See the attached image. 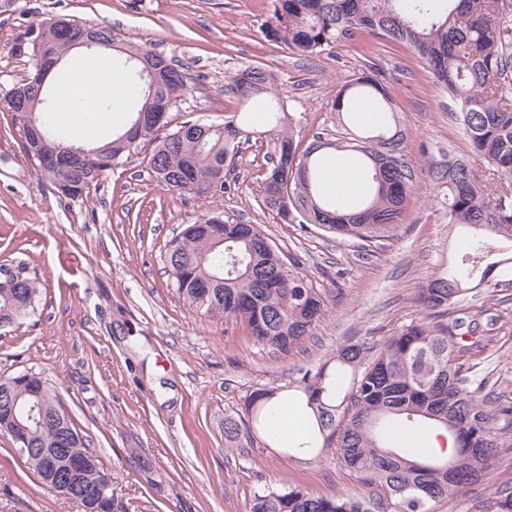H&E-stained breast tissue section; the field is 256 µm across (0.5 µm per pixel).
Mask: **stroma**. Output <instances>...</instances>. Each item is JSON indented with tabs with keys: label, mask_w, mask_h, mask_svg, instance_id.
<instances>
[{
	"label": "stroma",
	"mask_w": 512,
	"mask_h": 512,
	"mask_svg": "<svg viewBox=\"0 0 512 512\" xmlns=\"http://www.w3.org/2000/svg\"><path fill=\"white\" fill-rule=\"evenodd\" d=\"M273 0H13L0 9V90L27 68L17 51L32 24L57 16L105 25L119 39L148 43L189 73L198 88L173 109L220 123L237 112L227 76L264 64L293 117L294 139L341 135L331 103L375 63L406 131L414 186L397 238L371 247L318 227L280 222L257 202L269 170L266 148L251 140L223 186L198 196L162 187L139 147L97 190L69 199L37 174L11 116L0 109V265L25 262L39 279L35 310L0 328V376L42 373L74 424L114 477L130 512H248L263 481L296 483L320 496L370 494L333 462L295 465L278 449L230 450L225 418L243 415L253 390L284 387L344 343L378 339L425 311L416 297L443 255L458 251L429 161L472 158L448 116L447 93L410 49L369 40L341 43L298 60L263 29ZM261 225L284 254L297 257L323 300L320 320L285 354L256 345L240 319L197 314L178 297L164 254L186 224L204 215ZM499 288L470 293L448 321H476L483 349L459 354L467 376L512 402V264ZM0 512H76L40 485L0 434Z\"/></svg>",
	"instance_id": "obj_1"
}]
</instances>
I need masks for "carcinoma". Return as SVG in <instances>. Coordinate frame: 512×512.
<instances>
[{
  "label": "carcinoma",
  "instance_id": "obj_1",
  "mask_svg": "<svg viewBox=\"0 0 512 512\" xmlns=\"http://www.w3.org/2000/svg\"><path fill=\"white\" fill-rule=\"evenodd\" d=\"M512 0H275L265 36L288 47L300 60L317 56L338 42L372 38L401 43L425 62L454 103L451 116L460 124L474 154L486 163L481 174L468 160L450 157L430 162L432 180L447 188L448 223L463 228L459 259L441 263L428 275L419 302L428 311L380 339L342 344L315 369L299 370L288 387L315 419L306 440L291 448L289 460L333 461L358 480L378 490L375 497L341 492L316 496L299 485L264 483L253 494L249 512H431L430 505L451 501L477 485L489 484L498 446L496 422L512 425V406L472 385L457 353L480 350L477 332L456 335L441 318L475 288L491 282L497 257L512 243ZM89 31L97 48L117 55L116 76L145 84L142 71L156 72L154 90L142 91L121 130L102 126L96 140L80 145L83 156L57 148L71 138L56 123L47 95L11 113L17 131L36 127L40 134L22 140L23 152L36 171L49 178L58 193L79 198L90 193L103 174L134 154L138 146L126 134L148 100L168 108L195 92L191 78L172 61L145 44L124 42L106 26H76L52 18L27 32L28 67L4 93L42 81V61L66 58L80 48L78 37ZM278 76L262 65H249L227 76L226 90L245 106L266 99L269 129L265 140L271 167L262 181L261 206L285 223L314 224L372 244L393 239L410 195L414 171L402 153L405 138L395 119L396 105L374 64L346 83L332 110L352 119L345 99L370 101L381 124L348 146L365 158L373 189L360 203H349L321 191L320 170L327 155L343 142L321 146L314 135L305 149L294 142L292 118L276 92ZM253 133L230 117L221 124L200 118L169 131L145 122L140 143L153 146L147 167L162 186L194 195L224 185V173L235 167L241 144ZM506 177L497 180L494 175ZM164 264L175 292L204 316L224 315L247 323L254 342L273 353H286L310 335L319 319L322 299L299 261L284 257L277 244L256 224L206 215L186 225L166 253ZM37 278L19 264L10 276L0 275V323L10 326L35 310ZM0 416L11 415V432L29 436L39 452L24 464L38 482L56 489L48 462L56 469L81 463L82 493L77 512H128L108 486L112 474L89 450L57 391L39 373L0 377ZM281 388H261L243 400L251 423L224 419V440L232 448L255 442L250 424L266 435L276 416L270 401ZM434 428L448 433L453 452L446 457L417 459L402 451L407 437ZM481 512H512V487H490Z\"/></svg>",
  "mask_w": 512,
  "mask_h": 512
}]
</instances>
